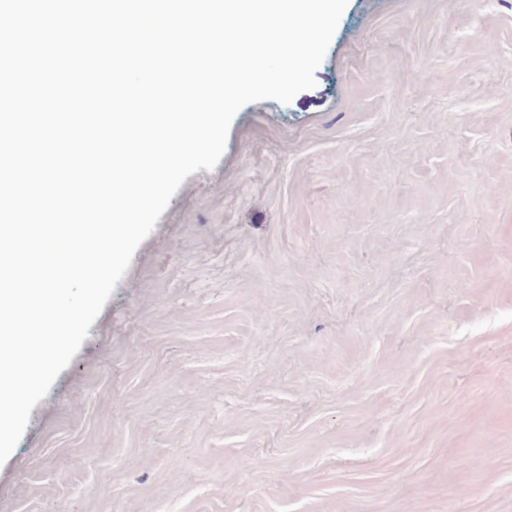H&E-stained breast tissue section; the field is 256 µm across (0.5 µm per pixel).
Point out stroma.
<instances>
[{
    "label": "stroma",
    "instance_id": "stroma-1",
    "mask_svg": "<svg viewBox=\"0 0 512 512\" xmlns=\"http://www.w3.org/2000/svg\"><path fill=\"white\" fill-rule=\"evenodd\" d=\"M234 117L0 465V512H512V0H348Z\"/></svg>",
    "mask_w": 512,
    "mask_h": 512
}]
</instances>
